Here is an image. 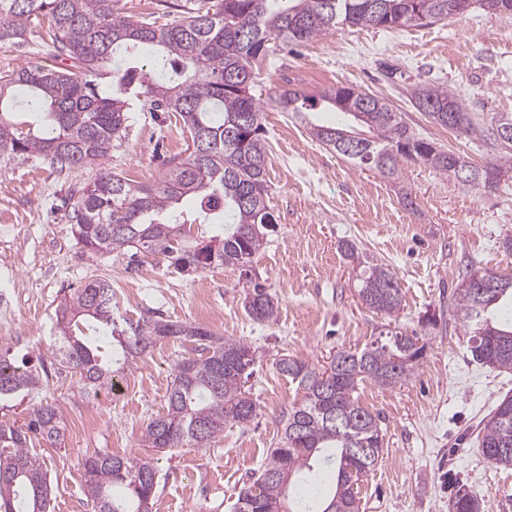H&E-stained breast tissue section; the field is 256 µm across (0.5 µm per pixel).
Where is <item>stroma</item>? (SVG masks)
Returning a JSON list of instances; mask_svg holds the SVG:
<instances>
[{"label": "stroma", "mask_w": 512, "mask_h": 512, "mask_svg": "<svg viewBox=\"0 0 512 512\" xmlns=\"http://www.w3.org/2000/svg\"><path fill=\"white\" fill-rule=\"evenodd\" d=\"M270 47L254 93L265 103L269 206L277 226L253 260V278L235 267L188 274L147 253L90 252L74 238L66 204L97 166L60 176L32 160L0 162V225L15 227L0 236V269L14 273L12 310L0 315V349L51 372L43 396L58 408L65 433L60 447L38 450L54 488L51 512H93L80 463L97 452L156 456L152 512H233L299 397L276 361L288 354L322 366L337 351L363 348L391 330L418 336L425 353L406 381L358 389L360 404L384 419L381 455L360 483V512H448L452 476L480 496L482 512H512V469L490 464L476 439L481 420L512 395V371L472 360L466 329L450 306L452 284L470 269L512 274V250L504 245L512 238V170L490 190L463 186L418 162L404 163L401 179L392 181L326 149L268 103L283 90L314 95L349 84L388 100L420 136L486 166L498 151L485 130L495 113H512V12L475 4L428 26L344 27L301 45L275 40ZM390 65L400 77L387 78ZM418 85L450 90L477 133L430 122L411 99ZM163 155L186 157L180 122L150 102L133 101L130 127L107 167L151 184L162 176ZM345 241L395 274L403 294L397 318L362 304L353 265L340 250ZM92 277L111 284L117 322L159 315L246 341L256 352L245 388L257 417L226 426L207 448L156 455L144 447L142 433L165 409L175 364L192 354L191 343L173 338L125 370L122 395L104 390L85 398L75 378L55 371L54 310L64 293ZM255 281L278 303L274 324L244 310Z\"/></svg>", "instance_id": "35a3bbf8"}]
</instances>
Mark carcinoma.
I'll use <instances>...</instances> for the list:
<instances>
[{"label": "carcinoma", "instance_id": "carcinoma-1", "mask_svg": "<svg viewBox=\"0 0 512 512\" xmlns=\"http://www.w3.org/2000/svg\"><path fill=\"white\" fill-rule=\"evenodd\" d=\"M449 0H193L164 12L166 21L121 15L117 0H0V50L21 51L32 29L66 67L27 65L0 73V162L34 157L54 172L97 163L112 152L130 121L129 101L145 98L177 114L193 142L188 157H170L160 181L143 184L108 168L78 190L69 215L73 236L93 252L142 249L170 259L180 270L243 268L266 244L276 223L268 199L267 146L261 124L264 105L252 93L254 65L269 41L310 42L340 25L393 29L425 26L448 18ZM109 79L102 94L97 80ZM419 110L434 123L459 131L474 129L455 96L440 87L413 90ZM288 116L305 123L320 144L354 166L384 177H402L400 162L428 165L450 177L448 152L414 134L383 98L338 85L307 95L288 89L271 98ZM333 110L350 122L312 123L310 113ZM488 136L499 143L492 172L512 167V140L499 139L496 121ZM193 205L194 220L221 224L210 237L219 248L201 257L205 241L191 238L182 209ZM345 256L361 267L360 300L389 318L399 314L402 289L383 263L368 261L354 243ZM455 314L466 328L472 360L512 370V277L472 269L452 294ZM248 316L277 319L278 302L261 284L245 297ZM54 358L77 377L88 394L112 389L116 377L157 341L189 339L198 356L177 362L166 412L149 420L143 442L156 452L184 446L206 448L228 425L256 416L243 390V374L255 363L252 347L221 339L205 327L144 318L120 331L112 347V288L98 279L64 295L55 309ZM425 346L399 331L360 350L342 349L328 366L285 356L280 374L297 383L300 402L283 412V432L252 484L242 488L234 512H359L354 485L377 464L383 448L380 414L354 397L370 380L395 386L419 365ZM49 382L46 371L26 359L0 355V405L34 396ZM484 458L512 468V396L501 398L480 428ZM63 426L55 405L28 410L22 423L0 422V512H50L53 488L34 444H60ZM84 492L94 512H151L157 487L154 463L137 456L97 453L83 462ZM481 499L464 484L450 497L448 512H480Z\"/></svg>", "mask_w": 512, "mask_h": 512}]
</instances>
